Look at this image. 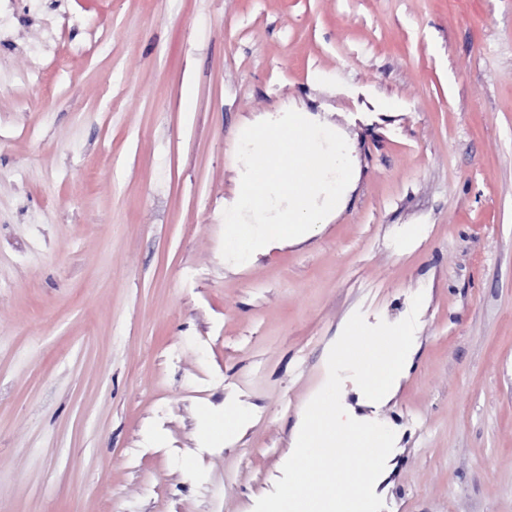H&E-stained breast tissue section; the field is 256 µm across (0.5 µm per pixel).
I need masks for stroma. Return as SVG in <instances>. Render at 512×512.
<instances>
[{
  "mask_svg": "<svg viewBox=\"0 0 512 512\" xmlns=\"http://www.w3.org/2000/svg\"><path fill=\"white\" fill-rule=\"evenodd\" d=\"M290 109L356 187L227 264L240 135ZM419 293L396 387L342 386L395 433L374 491L512 512V0H0V512H254L351 315ZM248 419L247 411L241 407H224V414L211 413L203 424V435L214 445L223 446L230 433Z\"/></svg>",
  "mask_w": 512,
  "mask_h": 512,
  "instance_id": "35a3bbf8",
  "label": "stroma"
}]
</instances>
